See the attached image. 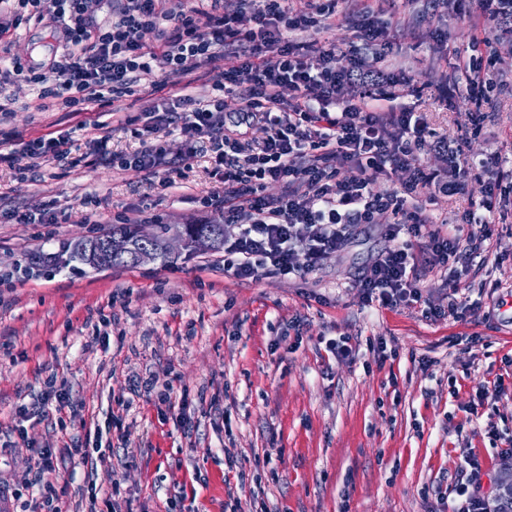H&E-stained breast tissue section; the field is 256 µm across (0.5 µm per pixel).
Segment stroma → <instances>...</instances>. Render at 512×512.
I'll return each mask as SVG.
<instances>
[{"instance_id": "stroma-1", "label": "stroma", "mask_w": 512, "mask_h": 512, "mask_svg": "<svg viewBox=\"0 0 512 512\" xmlns=\"http://www.w3.org/2000/svg\"><path fill=\"white\" fill-rule=\"evenodd\" d=\"M468 5L447 0L433 13L428 0H398L376 15L395 31L386 65L414 78L396 107L424 113L429 128L451 140L479 115L464 157L501 155L499 164L471 173L456 199L426 203L436 224L462 223L466 210L479 209L499 169L512 168L505 144L512 134V28L482 20L492 51L483 85L470 84L455 65L474 35L461 16ZM53 49L44 24L34 21L18 29L11 46L12 54L36 60ZM440 86L447 100H437ZM69 124L63 112L20 110L0 129L27 140ZM141 125L136 108L121 110L109 159L92 166L81 161L89 146L80 131L73 165L52 163L40 179L25 178L19 171L28 159L18 150L12 165L0 166V482L28 497L25 463L34 449L84 446L97 426L103 447L117 451L112 464L132 512H165L171 497L176 512H224L229 454L247 463L244 483L234 489L242 506L259 481L267 512H448L446 498L466 479L470 455L482 463L484 497H494L512 466V456L498 454L486 434L490 421L512 433V190L503 189L491 216L505 256L471 265L459 283L467 306L449 319H426L420 306L363 301L354 277L385 245L376 226L296 279L238 281L225 275L220 248H184L167 263L105 271L29 267L30 252H60L118 223L134 205L143 206L136 222L148 229L204 219L198 198L220 189L209 174L208 142L197 143L171 187L149 183L136 168L112 166L111 156L142 148L135 133ZM90 192L102 200L90 224L77 216L67 224L7 217L45 196L75 206ZM294 320L301 334L286 333ZM322 336L349 337L356 358H323L315 348ZM381 338L397 357L379 365L372 348ZM424 358L429 368H421ZM52 374L70 394L61 410L41 401ZM499 375L505 392L477 421H467L479 385ZM149 382L188 393L191 437L147 392ZM22 404L39 413L23 438L14 419ZM253 457L259 465H250ZM66 465L58 490L63 512H106L104 500L88 496L81 458Z\"/></svg>"}]
</instances>
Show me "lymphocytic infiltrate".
I'll use <instances>...</instances> for the list:
<instances>
[{
    "instance_id": "f902f5d3",
    "label": "lymphocytic infiltrate",
    "mask_w": 512,
    "mask_h": 512,
    "mask_svg": "<svg viewBox=\"0 0 512 512\" xmlns=\"http://www.w3.org/2000/svg\"><path fill=\"white\" fill-rule=\"evenodd\" d=\"M120 2L111 21L97 26L89 20L90 0H0L10 9L8 21H0V119L17 101L11 86L26 84L35 94V111L62 109L78 116L77 129L86 132L89 155L96 159L107 138L104 123L86 118L89 107L116 111L153 70L183 79L206 68L216 98L195 97L183 81L169 104L149 103L143 113L150 141L116 165L136 167L147 181L166 186L178 167L156 132L173 126L187 142L208 140L211 172L224 191L200 198L199 205L238 229L224 249L225 274L251 281L271 273L302 278L326 253L344 247L352 225L379 223L388 244L354 285L366 304L397 308L420 302L426 273L444 274L449 261L497 253L500 242L486 220L496 190L488 191L483 215L469 214L465 223L436 224L425 215L423 200L462 194L467 177L488 161L463 162L451 178L424 163L426 151H447L448 141L429 131L422 113L389 107L394 89L410 86L412 79L384 67L390 33L375 24L368 0H357L359 41L346 47L303 37L335 17L339 0H307L300 12L288 0H239L232 12L223 0ZM46 19L53 22L59 55L41 63L11 56L20 25ZM147 31L153 41H144ZM371 46L377 52L369 61L363 51ZM340 56L348 58V67H337ZM220 58L230 60V67L215 68ZM349 87L354 93L348 97ZM226 92L240 98L237 112L225 113ZM257 123L269 129L260 143L245 134ZM72 147L68 130L24 142L29 173L39 175L52 162L69 165ZM345 167L351 178H339ZM399 170L408 174L400 188L376 191L379 176ZM270 181L282 186L273 199L263 194ZM100 204L93 194L76 207L42 198L18 216L35 224H65L76 216L87 221ZM389 214L393 222L383 224ZM404 233L410 242H401ZM415 238L420 247L412 246ZM65 462L56 449L36 451L27 484L41 494L24 512H61L50 495Z\"/></svg>"
}]
</instances>
